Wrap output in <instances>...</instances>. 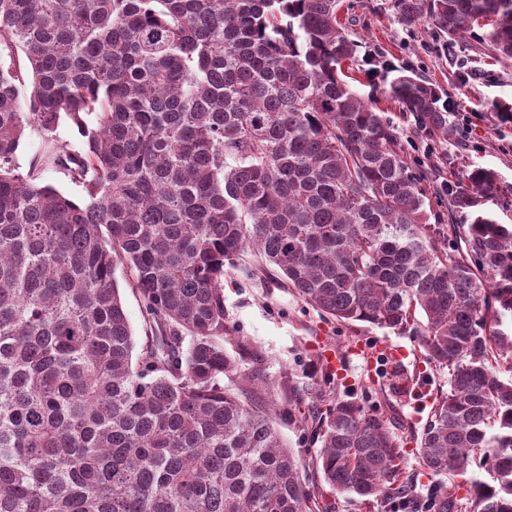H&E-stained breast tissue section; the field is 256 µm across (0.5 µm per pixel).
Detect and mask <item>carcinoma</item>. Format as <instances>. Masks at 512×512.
<instances>
[{"mask_svg": "<svg viewBox=\"0 0 512 512\" xmlns=\"http://www.w3.org/2000/svg\"><path fill=\"white\" fill-rule=\"evenodd\" d=\"M342 0H0V512H306L269 413L224 386V266L254 247L323 317L418 337L448 369L416 440L433 476L492 473L466 512H512V225L468 169L428 213L427 172L345 80ZM512 61V0H394ZM391 99L448 140V93ZM73 121L82 145H56ZM45 151L16 161L24 131ZM81 185L78 203L41 181ZM437 223H429V218ZM153 337L139 355L116 265ZM318 463L367 502L407 491L391 419L328 397ZM42 179L44 183L55 186L58 190L64 193V195L75 201L82 202L86 199L82 187L72 182L67 176L58 170L47 169L42 171Z\"/></svg>", "mask_w": 512, "mask_h": 512, "instance_id": "carcinoma-1", "label": "carcinoma"}]
</instances>
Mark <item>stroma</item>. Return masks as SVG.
Masks as SVG:
<instances>
[{"mask_svg": "<svg viewBox=\"0 0 512 512\" xmlns=\"http://www.w3.org/2000/svg\"><path fill=\"white\" fill-rule=\"evenodd\" d=\"M358 41L357 64L367 76L352 89L369 99L404 132L408 161L426 166L429 198H447L459 173L480 166L512 184V122L503 121L493 102L512 103V61L497 63L477 50L472 39L445 42L427 23L399 24L392 0H346ZM409 69L448 92L454 103L456 133L443 142L417 130L413 117L384 95L392 78ZM242 266L224 277V325L227 352L238 364L241 385L254 388L299 460L302 479L320 491L321 512H427L429 494L458 497L471 491L486 472L433 477L421 466L412 441L420 434L432 399L448 389V373L424 362L416 336L396 334L365 323L342 325L320 316L288 288L280 271L265 266L257 253L241 256ZM364 353H355L357 343ZM400 348V361H377L379 346ZM339 363L336 395L365 406L386 408L395 437L406 453L402 467L412 484L406 498L360 502L331 492L316 459L314 417L322 407L324 375L317 363L327 351Z\"/></svg>", "mask_w": 512, "mask_h": 512, "instance_id": "obj_1", "label": "stroma"}]
</instances>
